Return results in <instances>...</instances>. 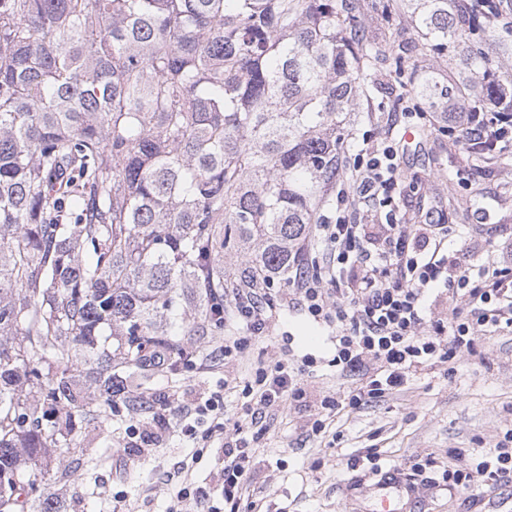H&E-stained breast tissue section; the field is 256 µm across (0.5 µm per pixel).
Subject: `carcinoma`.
Segmentation results:
<instances>
[{"mask_svg":"<svg viewBox=\"0 0 512 512\" xmlns=\"http://www.w3.org/2000/svg\"><path fill=\"white\" fill-rule=\"evenodd\" d=\"M371 8L413 38L366 40L359 0H0V512H54L28 463L149 408L145 357L224 333V289L305 266L379 64L473 164L512 143L486 0Z\"/></svg>","mask_w":512,"mask_h":512,"instance_id":"cac0c4a2","label":"carcinoma"}]
</instances>
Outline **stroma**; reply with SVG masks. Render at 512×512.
Returning a JSON list of instances; mask_svg holds the SVG:
<instances>
[{"label": "stroma", "instance_id": "obj_1", "mask_svg": "<svg viewBox=\"0 0 512 512\" xmlns=\"http://www.w3.org/2000/svg\"><path fill=\"white\" fill-rule=\"evenodd\" d=\"M424 106L404 94L394 111L380 120L359 113L354 136L369 134L372 141L416 135L417 145L400 152V179L395 195L402 223L415 224L421 210L439 211L445 223L461 233L448 254L466 251L479 255L512 244V152L495 163L470 165L455 138L425 131L418 114ZM284 306L263 337L241 354L226 359L222 371L199 372L179 367L176 373H156L147 386L153 396L149 412L127 411L114 422L107 448H76L78 477L57 479L55 457H39L32 466L38 484L47 487L57 512H167L171 494L181 480L183 464H190L192 480L215 485L222 467V451L212 447L195 452L192 440L172 428L176 415L167 401L178 394L192 400L224 378V424H246L242 389L258 362H273L285 336H292L296 355L319 360L307 384L313 395H342L353 377L337 374L328 361L334 354L332 331L309 319L290 300L294 288L281 289ZM478 356L461 361L453 378L436 366L383 400L337 412L326 433L313 435V407L289 402L276 413L257 450L260 465L252 473L249 492L268 512H374L372 487L377 478L366 467L349 470L347 461L360 448L376 446L384 470L405 473L413 457L430 458L428 478L416 481L405 497L406 512H512V479L497 486L448 491L440 485L444 469L453 465L455 448L480 452L494 447L512 431V333L476 335ZM155 419L153 455L141 458L138 439L126 428L143 418Z\"/></svg>", "mask_w": 512, "mask_h": 512}]
</instances>
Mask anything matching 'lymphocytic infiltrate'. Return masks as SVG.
I'll use <instances>...</instances> for the list:
<instances>
[{
  "label": "lymphocytic infiltrate",
  "instance_id": "obj_1",
  "mask_svg": "<svg viewBox=\"0 0 512 512\" xmlns=\"http://www.w3.org/2000/svg\"><path fill=\"white\" fill-rule=\"evenodd\" d=\"M398 153L397 143L389 139L358 150L346 162V175L336 190L338 208L314 227L326 250L309 259L308 273L292 280L297 308L336 332L331 366L358 379L344 398L321 399L320 417L312 426L316 433L326 430L327 418L338 410L357 409L392 394L420 370L442 363L446 376H453L457 364L474 355L475 332H512V257L493 254L452 261L448 242L457 233L455 226L431 219L400 223L391 208L400 177ZM353 194L382 207L381 224L370 230L358 223L356 210L348 206ZM443 293L464 298L466 316L446 322L432 318L429 301ZM280 309L275 289L263 296L235 289L217 352L229 358L243 351ZM317 364L315 356L297 357L287 349L274 363L258 364L242 390L250 422L230 434L224 431L223 386L182 405V433L201 448L220 442L224 465L216 488L180 487L169 512H178L187 494L207 500L215 492L224 512H262L260 503L246 497L255 447L278 408L287 400L305 398L304 377ZM452 455L456 467L442 474L448 488L468 489L512 477V448L505 445L478 455L457 448Z\"/></svg>",
  "mask_w": 512,
  "mask_h": 512
}]
</instances>
